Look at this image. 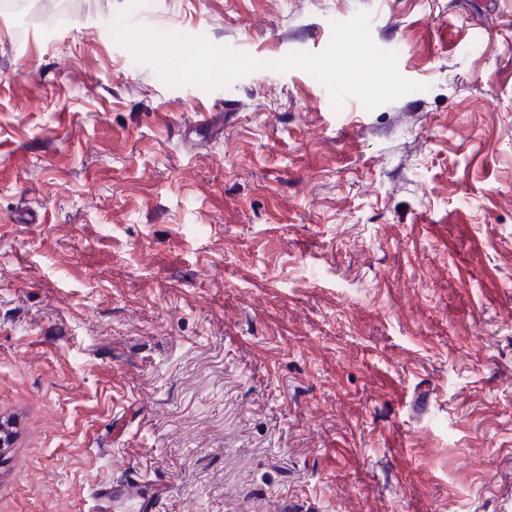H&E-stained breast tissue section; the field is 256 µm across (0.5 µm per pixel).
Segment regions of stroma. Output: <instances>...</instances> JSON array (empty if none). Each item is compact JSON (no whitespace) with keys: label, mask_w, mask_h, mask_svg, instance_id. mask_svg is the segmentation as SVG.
Returning <instances> with one entry per match:
<instances>
[{"label":"stroma","mask_w":512,"mask_h":512,"mask_svg":"<svg viewBox=\"0 0 512 512\" xmlns=\"http://www.w3.org/2000/svg\"><path fill=\"white\" fill-rule=\"evenodd\" d=\"M78 3L0 14V512H512V0L133 14L267 63L369 11L421 85L371 110Z\"/></svg>","instance_id":"obj_1"}]
</instances>
